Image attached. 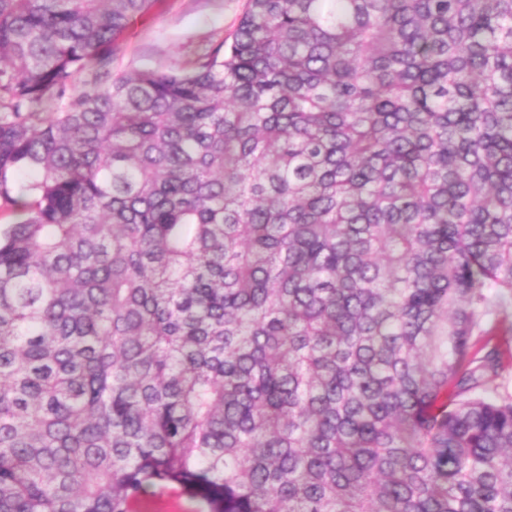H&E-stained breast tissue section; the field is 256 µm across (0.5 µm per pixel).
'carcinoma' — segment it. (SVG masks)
<instances>
[{
    "instance_id": "cac0c4a2",
    "label": "carcinoma",
    "mask_w": 512,
    "mask_h": 512,
    "mask_svg": "<svg viewBox=\"0 0 512 512\" xmlns=\"http://www.w3.org/2000/svg\"><path fill=\"white\" fill-rule=\"evenodd\" d=\"M0 0V512H512V0ZM246 6L247 0H156L119 36L111 75L193 70L214 47L230 42ZM143 512H201L202 505L185 496L168 499L155 497Z\"/></svg>"
}]
</instances>
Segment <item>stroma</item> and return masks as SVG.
Wrapping results in <instances>:
<instances>
[{
    "instance_id": "obj_1",
    "label": "stroma",
    "mask_w": 512,
    "mask_h": 512,
    "mask_svg": "<svg viewBox=\"0 0 512 512\" xmlns=\"http://www.w3.org/2000/svg\"><path fill=\"white\" fill-rule=\"evenodd\" d=\"M246 6L247 0H154L119 36L111 72L193 70L229 40Z\"/></svg>"
}]
</instances>
